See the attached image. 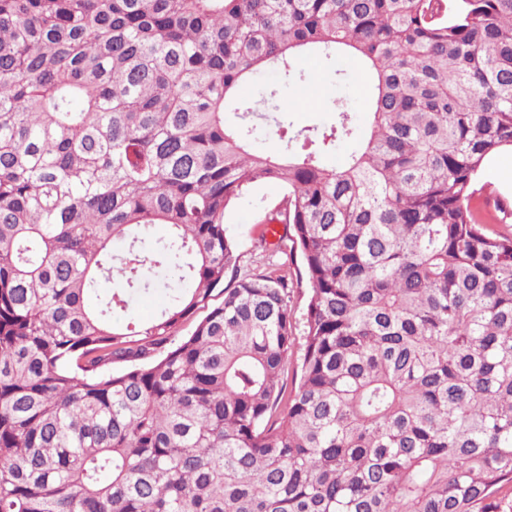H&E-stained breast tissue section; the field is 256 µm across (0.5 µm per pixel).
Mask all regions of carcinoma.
I'll use <instances>...</instances> for the list:
<instances>
[{
	"instance_id": "carcinoma-1",
	"label": "carcinoma",
	"mask_w": 512,
	"mask_h": 512,
	"mask_svg": "<svg viewBox=\"0 0 512 512\" xmlns=\"http://www.w3.org/2000/svg\"><path fill=\"white\" fill-rule=\"evenodd\" d=\"M311 53L364 61L365 124L242 94ZM504 147L512 0H0V512H512V232L473 203ZM261 181L294 383L288 264L224 286ZM166 294L162 290H158L149 295L134 298L127 309L120 313L122 318L134 317L138 320L151 319L164 304Z\"/></svg>"
}]
</instances>
